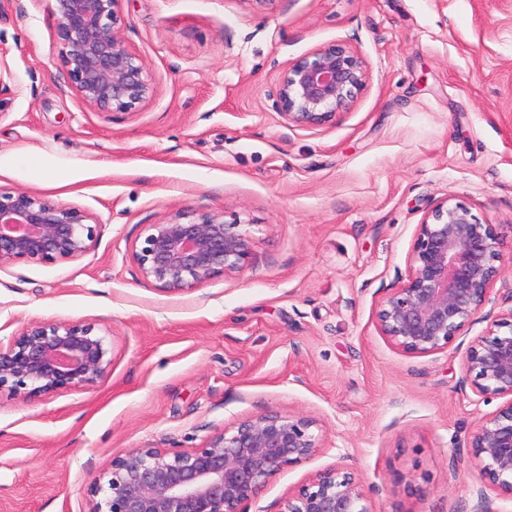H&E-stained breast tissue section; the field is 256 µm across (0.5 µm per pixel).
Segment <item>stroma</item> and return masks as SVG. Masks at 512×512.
Here are the masks:
<instances>
[{"label": "stroma", "instance_id": "1", "mask_svg": "<svg viewBox=\"0 0 512 512\" xmlns=\"http://www.w3.org/2000/svg\"><path fill=\"white\" fill-rule=\"evenodd\" d=\"M120 33L153 91L127 114L88 106L54 49L49 0L0 7V188L83 210L94 247L0 267V341L33 322L96 324L112 365L95 386L31 402L0 393V512H89V489L133 448L193 450L266 411L322 421V446L248 503L342 463L370 512H512L482 487L466 439L501 405L464 353L414 356L377 330L442 198L512 233V0H123ZM339 42L369 63L353 106L301 128L276 78ZM181 210L239 217L242 275L170 295L129 259Z\"/></svg>", "mask_w": 512, "mask_h": 512}]
</instances>
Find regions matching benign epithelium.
Here are the masks:
<instances>
[{"label":"benign epithelium","instance_id":"benign-epithelium-1","mask_svg":"<svg viewBox=\"0 0 512 512\" xmlns=\"http://www.w3.org/2000/svg\"><path fill=\"white\" fill-rule=\"evenodd\" d=\"M57 50L68 82L92 108L127 113L149 98L152 75L120 35L122 0H51ZM369 63L343 43L316 47L277 77L275 110L288 124L321 126L364 88ZM100 221L32 192L0 190V267L55 264L97 241ZM252 238L222 212L183 211L150 224L130 259L142 278L173 294L248 267ZM512 239L469 208L443 198L418 224L407 277L380 299L378 331L415 356L448 347L492 303ZM112 348L89 322H35L0 345V391L25 402L85 390L108 373ZM464 366L473 393L504 399L467 438L483 484L512 497V308L471 341ZM312 416L268 411L224 428L192 451L133 448L112 458L90 493V512H247L254 495L286 467L321 448ZM280 512H370L363 484L338 465L290 490Z\"/></svg>","mask_w":512,"mask_h":512}]
</instances>
